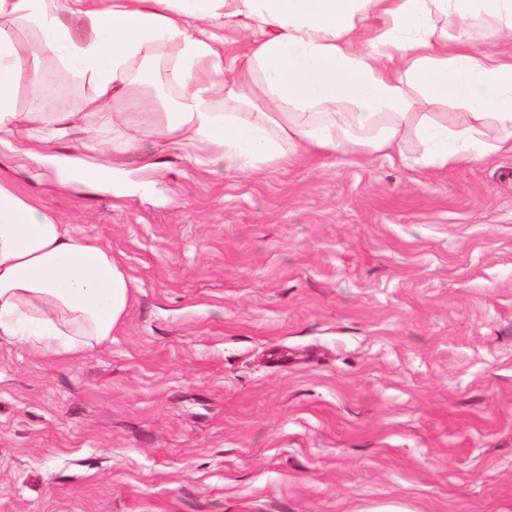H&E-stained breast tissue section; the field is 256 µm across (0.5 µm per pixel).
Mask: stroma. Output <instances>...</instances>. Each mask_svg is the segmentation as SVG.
Returning a JSON list of instances; mask_svg holds the SVG:
<instances>
[{"mask_svg": "<svg viewBox=\"0 0 512 512\" xmlns=\"http://www.w3.org/2000/svg\"><path fill=\"white\" fill-rule=\"evenodd\" d=\"M40 67L42 111H83ZM420 151L228 174L147 143L94 190L0 145L131 284L87 357L0 343V512H512V151Z\"/></svg>", "mask_w": 512, "mask_h": 512, "instance_id": "stroma-1", "label": "stroma"}]
</instances>
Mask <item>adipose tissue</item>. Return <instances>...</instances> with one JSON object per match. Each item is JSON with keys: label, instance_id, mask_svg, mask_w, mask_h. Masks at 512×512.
<instances>
[{"label": "adipose tissue", "instance_id": "adipose-tissue-1", "mask_svg": "<svg viewBox=\"0 0 512 512\" xmlns=\"http://www.w3.org/2000/svg\"><path fill=\"white\" fill-rule=\"evenodd\" d=\"M2 18L37 34L24 50L0 26V142L23 148L53 150L76 127L75 113L17 106L21 79L43 88V57L90 88L85 117L116 154L155 140L200 166L260 170L301 149L399 156L414 138L421 164L445 169L512 146V54L476 51L467 35L481 20L511 38L512 0H0ZM231 32L244 46L233 55ZM161 84L178 92L165 111L134 122L114 110ZM448 105L471 123L449 126ZM128 301L111 249L0 181V341L87 355Z\"/></svg>", "mask_w": 512, "mask_h": 512}]
</instances>
